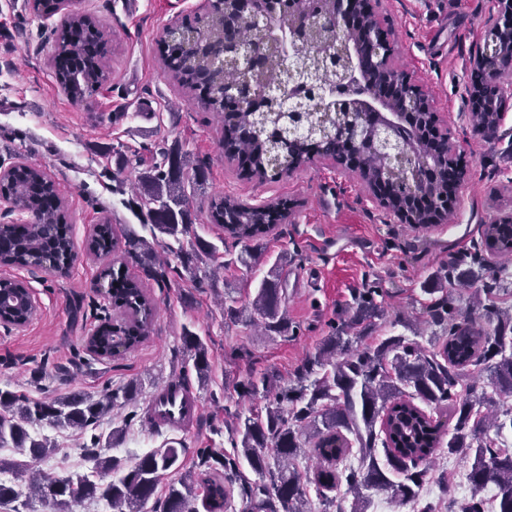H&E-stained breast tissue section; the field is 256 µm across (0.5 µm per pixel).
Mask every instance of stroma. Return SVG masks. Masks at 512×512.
Segmentation results:
<instances>
[{
    "mask_svg": "<svg viewBox=\"0 0 512 512\" xmlns=\"http://www.w3.org/2000/svg\"><path fill=\"white\" fill-rule=\"evenodd\" d=\"M205 8L206 0H72V11L91 15L112 32L105 48L107 83L76 103L60 90L52 68L60 16L37 15L32 0H0V166L23 161L46 169L59 183L76 254L65 276L0 267V276L23 281L36 302L25 327L0 326V389L43 399L136 385L135 398L104 419L101 433L115 430L119 437L113 443L101 440L102 453L131 466L166 443H182L183 466L164 476L167 484L194 474L198 448L232 454L237 416L264 405L261 396L241 395L240 383L274 370L281 386L293 385L302 360L331 324L351 313L353 294L363 286L382 293L384 313L368 330L371 340L408 327L428 344L425 281L472 252L484 224L512 214V97L490 139L474 132L464 98L471 57L499 17L498 0H381L377 8L392 34L394 64L429 92L442 129L460 143L469 170L448 219L428 228L398 222L371 199L354 172L331 161L307 160L289 174L260 180L225 158L218 146L220 122L191 100L162 64L166 27ZM175 147L189 162L204 164L202 181L188 188L190 220L218 253L213 259L200 256L197 266L207 272L215 262L225 264L207 288L178 276L175 258H169L170 283L163 288L148 272L147 257L128 255L121 246L111 255L87 250L94 227L105 221L118 234L148 236L132 207L141 170L120 168L119 162L125 154L139 152L148 160ZM217 193L249 205L294 203L266 237L254 269L238 264L240 246L220 239L209 222L208 203ZM116 260L141 282L156 314L139 347L103 358L88 351L87 341L112 311L111 298L97 283ZM271 274L286 285L282 306L290 328L284 337L264 335L222 311L226 305L245 309ZM187 330L208 352L207 380H198L194 356L183 345ZM61 365L66 373H58ZM171 380L182 381L201 404L198 419L181 430L148 420L157 390ZM28 431L52 447L34 461V470L52 477L89 472L82 455L89 435L46 424L29 425ZM469 468L467 456L440 449L430 459V481L418 502L400 505L378 493L367 512H448L438 482L445 476L458 479Z\"/></svg>",
    "mask_w": 512,
    "mask_h": 512,
    "instance_id": "obj_1",
    "label": "stroma"
}]
</instances>
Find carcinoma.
Returning a JSON list of instances; mask_svg holds the SVG:
<instances>
[{
    "mask_svg": "<svg viewBox=\"0 0 512 512\" xmlns=\"http://www.w3.org/2000/svg\"><path fill=\"white\" fill-rule=\"evenodd\" d=\"M259 16L239 30L241 45L253 48L265 38L288 29L289 0H262ZM203 28L185 25L197 33L198 43L177 40L167 43L164 66L186 90L204 97L205 108L222 123L221 144L231 158H245L251 173L266 177L268 148L279 129L280 105L270 106L264 123L255 127L254 113L224 111V87L243 81L244 74L227 63L224 69L210 68L209 57L224 44V23L219 11L208 15ZM297 45L288 39L274 40L265 47L263 62L251 80L264 89L280 81L288 67L309 68L320 72L317 92L304 88L303 94L314 108L325 104L322 92L336 83V72L320 70L321 46L334 39L324 27L300 25ZM111 34L93 18L78 13L66 15L56 37L54 69L56 79L74 100L83 101L98 91L108 79L106 64L99 48ZM339 112L328 128H320L319 113L307 115L308 132L291 140L280 162V172H288L305 160L311 144L327 156L348 149V143L336 137ZM161 160L141 173L144 192L140 209L143 226L157 244L171 239L176 243L190 238V251L176 257L191 277V264L200 254L212 255L215 248L192 230L188 222L189 196L184 158L178 151L160 152ZM365 174L385 175L395 203L406 198V185L395 172L383 173L382 160L373 154L365 158ZM0 195L16 201L32 215L28 224H0V266L38 267L53 260L65 262L74 253L71 236L64 232L63 195L47 172L30 165H18L0 177ZM209 220L242 244L240 262L258 263L262 239L274 228L266 207L249 206L235 199L215 196L209 203ZM484 249L474 247L466 270L453 261L440 268L423 288L430 296L426 313L430 323L439 327L441 342L426 350L416 340L402 334L387 336L372 346L360 347L362 325L383 315L376 288L366 286L355 297L353 314L332 326L315 353L308 355L296 371V383L278 384V376L268 372L260 382L250 381L242 388L252 395L262 394L263 408L237 424L231 438L237 458H226L215 448L196 449L197 479L170 484L165 495L156 496L160 477L181 467L184 448L169 444L142 456L126 467L121 459L102 456L96 430L104 417L129 401L130 388L105 390L98 395L75 391L52 399H31L23 394L0 391V447L12 444L16 452L36 460L47 454L49 446L31 437L27 425L44 422L50 426L91 431V445L83 448L95 462L94 470L112 472L116 478L101 484L90 475L49 479L37 476L28 463H6L18 477H29L28 495L56 506L72 501L98 498L109 503L113 512H224L233 489L245 501L247 512H305L307 485L302 483L294 460L307 451L319 461L310 483L323 503L335 499L327 492L345 489L358 507L367 493H387L399 504L417 501L424 488L427 469L418 463L429 459L436 449L446 447L448 454L473 455L467 480L471 498L457 502L452 487L448 492V512H485L487 502L480 493L495 488L496 512H512V450L501 440L502 431L512 428V407H498L486 393L476 394L464 386V371L469 366L487 373L495 392L512 396V314L500 306L503 284L512 279V267L504 262L489 263L482 251L499 257L512 255V222L484 225ZM112 225L100 224L88 247L95 254L115 249ZM109 280V294L116 316L106 315L104 323L88 339L87 347L100 357H114L113 338H119L129 351L149 336L155 315L153 302L123 265L110 266L101 273ZM482 280L483 295L476 307L464 310L455 305L448 288L471 286ZM283 285L278 276L262 280L249 303V324L259 326L268 335L288 334V317L282 310ZM28 289L11 277L0 278V316L16 324L31 318L25 300ZM184 346L194 352V368L205 376L209 371L206 349L199 337L185 331ZM420 400L435 409H448L456 418L453 434L445 438L442 424L434 421L414 404ZM495 429L490 437L489 429ZM358 444V466L339 472L333 464L350 451L346 434ZM383 448L379 458L377 448ZM244 459L257 474L268 479L263 484L241 482L238 459ZM399 479L394 480L392 476ZM151 508H146L147 504Z\"/></svg>",
    "mask_w": 512,
    "mask_h": 512,
    "instance_id": "1",
    "label": "carcinoma"
}]
</instances>
